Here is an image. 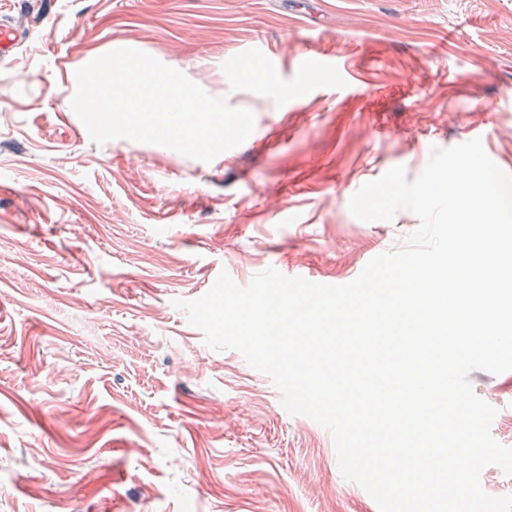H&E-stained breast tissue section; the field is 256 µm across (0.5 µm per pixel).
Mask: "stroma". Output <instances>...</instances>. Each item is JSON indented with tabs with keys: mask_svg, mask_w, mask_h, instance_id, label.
<instances>
[{
	"mask_svg": "<svg viewBox=\"0 0 512 512\" xmlns=\"http://www.w3.org/2000/svg\"><path fill=\"white\" fill-rule=\"evenodd\" d=\"M41 22L0 61V512H379L335 444L290 415L177 299L278 263L352 281L419 227L351 197L481 139L512 175V0H0ZM143 51L254 127L212 162L94 144L75 72ZM276 63L272 99L238 81ZM512 446V371L471 372Z\"/></svg>",
	"mask_w": 512,
	"mask_h": 512,
	"instance_id": "obj_1",
	"label": "stroma"
}]
</instances>
